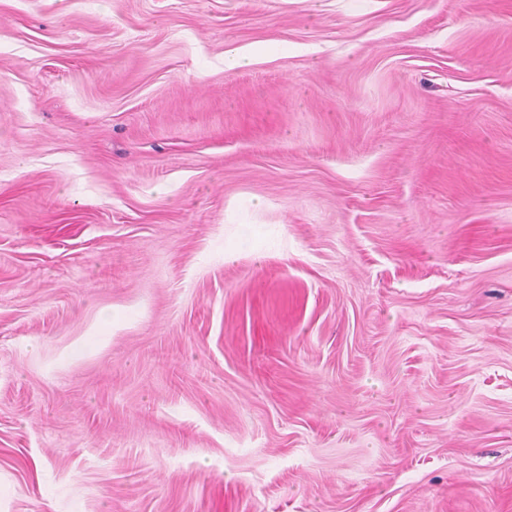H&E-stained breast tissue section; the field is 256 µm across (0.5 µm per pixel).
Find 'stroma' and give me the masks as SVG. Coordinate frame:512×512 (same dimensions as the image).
<instances>
[{
  "instance_id": "stroma-1",
  "label": "stroma",
  "mask_w": 512,
  "mask_h": 512,
  "mask_svg": "<svg viewBox=\"0 0 512 512\" xmlns=\"http://www.w3.org/2000/svg\"><path fill=\"white\" fill-rule=\"evenodd\" d=\"M0 512H512V0H0Z\"/></svg>"
}]
</instances>
